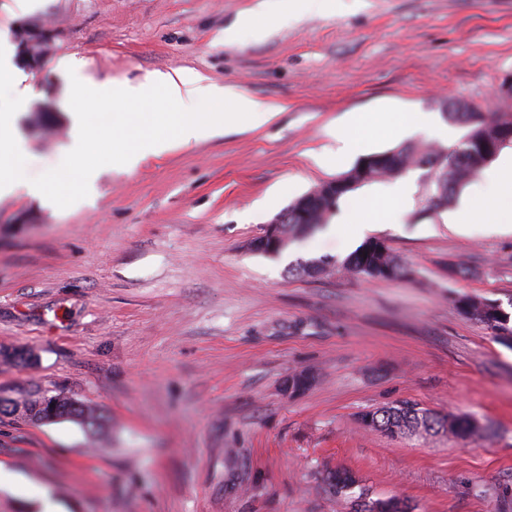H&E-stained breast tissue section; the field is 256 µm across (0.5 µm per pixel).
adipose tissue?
<instances>
[{"instance_id": "ef3b65f1", "label": "adipose tissue", "mask_w": 512, "mask_h": 512, "mask_svg": "<svg viewBox=\"0 0 512 512\" xmlns=\"http://www.w3.org/2000/svg\"><path fill=\"white\" fill-rule=\"evenodd\" d=\"M69 97L92 103V110L72 115L71 142L63 167L40 180L26 179L20 162L24 154L17 134V111L25 106L24 90H15L10 104L0 106V196L24 191L47 205L64 209L89 203L96 192L102 166L133 170L140 161L141 143L152 136L157 151L215 136L220 129L251 130L274 121L283 107L237 87L212 83L193 71H176L130 84H86L67 89ZM207 105L200 115L198 105ZM487 191L466 201L449 221L483 224L496 216V230L512 228V155L486 170ZM410 189L401 184L382 196L354 200L342 218L346 234L358 236L365 226L384 223L402 212Z\"/></svg>"}]
</instances>
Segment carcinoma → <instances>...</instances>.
Listing matches in <instances>:
<instances>
[{"label":"carcinoma","instance_id":"1","mask_svg":"<svg viewBox=\"0 0 512 512\" xmlns=\"http://www.w3.org/2000/svg\"><path fill=\"white\" fill-rule=\"evenodd\" d=\"M448 119L467 129L461 142L448 148L445 158H440L442 144L410 143L392 150L393 165L387 171L373 172L364 179L366 183L394 179L403 174L420 170L429 178L423 207L418 214L424 215L433 209L451 204L461 189L489 166L502 150L501 143L512 144V114H491L477 112H450ZM352 190L336 194L334 211L321 209L317 224H283L285 234L278 253L285 252L297 240L321 230L339 211L340 202ZM363 277L367 280H398L407 275L405 266L391 251L386 242L370 237L358 245L343 259H308L288 267V274L296 278L319 280L333 272ZM484 300L473 298V312L470 319L487 325L499 332L511 330L512 315L496 303L489 304L490 310L480 308ZM30 411L33 422L70 420L93 430L105 429L108 419L97 409L85 402L62 392L49 391L30 397ZM364 427L378 431L390 438H406L430 434L433 426L443 421L450 422L448 435L460 439L479 437L471 426L468 415H438L415 403L403 401L391 406L376 408L360 417ZM322 484L330 496L345 500L352 505L353 512H372L370 505L383 502L372 497L369 490L357 480H341L332 470L320 472Z\"/></svg>","mask_w":512,"mask_h":512}]
</instances>
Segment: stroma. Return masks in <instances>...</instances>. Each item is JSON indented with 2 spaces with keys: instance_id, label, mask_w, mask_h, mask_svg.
Returning <instances> with one entry per match:
<instances>
[{
  "instance_id": "1",
  "label": "stroma",
  "mask_w": 512,
  "mask_h": 512,
  "mask_svg": "<svg viewBox=\"0 0 512 512\" xmlns=\"http://www.w3.org/2000/svg\"><path fill=\"white\" fill-rule=\"evenodd\" d=\"M24 21L52 25L57 46L27 74L29 107L53 106L47 131L18 118L28 179L63 163L65 61L88 83L193 70L284 110L103 173L90 208L0 198V347L36 356L0 360V396L61 391L110 417L94 435L0 415V467L18 477L0 512H351L318 481L327 464L413 512H512V339L459 307L512 302V233L450 224L446 208L417 218L413 171L406 210L371 230L408 278L289 276V261L351 253L340 231L283 258L248 248L359 158L443 130L458 142L449 100L512 113L496 93L512 73V0H328L296 21L286 0H45L31 12L0 0V33ZM403 112L434 125L346 147L356 117ZM329 149L336 164H317ZM453 262L471 275L449 278ZM302 369L308 386L288 393ZM401 401L487 432L392 439L362 426Z\"/></svg>"
}]
</instances>
